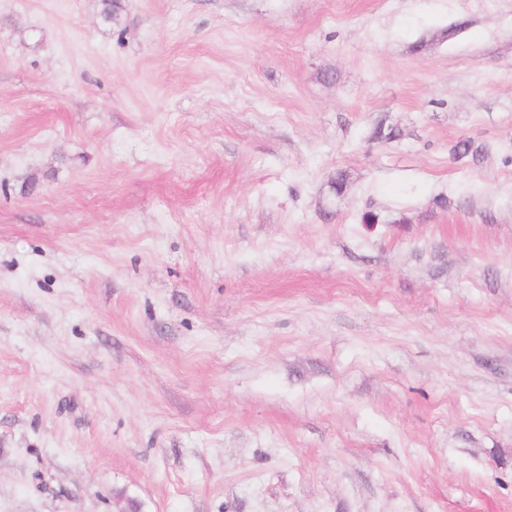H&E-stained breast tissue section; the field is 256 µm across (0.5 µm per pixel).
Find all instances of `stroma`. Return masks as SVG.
<instances>
[{"mask_svg": "<svg viewBox=\"0 0 512 512\" xmlns=\"http://www.w3.org/2000/svg\"><path fill=\"white\" fill-rule=\"evenodd\" d=\"M130 504L512 512V0H0V512Z\"/></svg>", "mask_w": 512, "mask_h": 512, "instance_id": "1", "label": "stroma"}]
</instances>
